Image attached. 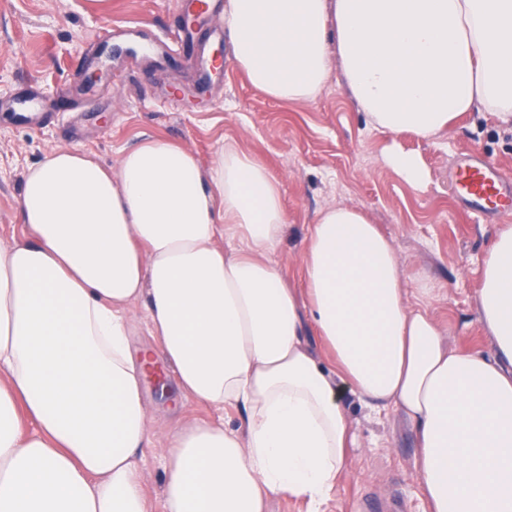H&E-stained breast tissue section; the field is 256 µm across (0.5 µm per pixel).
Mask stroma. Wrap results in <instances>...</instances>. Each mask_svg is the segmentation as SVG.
<instances>
[{"instance_id": "obj_1", "label": "stroma", "mask_w": 512, "mask_h": 512, "mask_svg": "<svg viewBox=\"0 0 512 512\" xmlns=\"http://www.w3.org/2000/svg\"><path fill=\"white\" fill-rule=\"evenodd\" d=\"M181 0H0V241L23 240L21 194L30 167L51 148L90 153L118 166L126 151L149 137L185 146L201 165L233 145L262 160L281 182L288 223L274 259L284 280L300 281V256L309 224L321 209L345 204L363 210L403 261L408 287H432L431 313L452 344L491 354L474 295L484 260L512 213L494 217L465 211L451 183L458 164L478 157L512 181V126L470 112L434 138L377 129L332 73L310 103L280 102L255 89L232 61L200 88L196 65L179 58L175 29ZM111 31L108 47L96 37ZM102 78L89 85L85 73ZM37 95L25 113L16 97ZM419 156L427 173L411 187L386 161L391 147ZM143 406L158 433L137 460L145 491L160 500L167 432L178 421L223 420L242 425L232 407L216 411L173 391L159 397L142 387ZM336 401L355 435L347 477L322 512H424L414 478L415 433L395 409L376 413L349 385Z\"/></svg>"}]
</instances>
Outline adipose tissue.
Listing matches in <instances>:
<instances>
[{
    "mask_svg": "<svg viewBox=\"0 0 512 512\" xmlns=\"http://www.w3.org/2000/svg\"><path fill=\"white\" fill-rule=\"evenodd\" d=\"M231 58L282 102L332 71L372 123L424 138L467 112L512 123V0H226ZM23 241L0 245V512H265L321 505L354 444L338 383L394 408L416 437L429 512H512V226L475 305L493 356L453 347L402 260L359 209L308 228L303 285L272 256L288 214L254 155L142 141L103 168L59 147L23 184ZM179 390L245 413L167 435L161 510L136 455L158 428L141 394L128 305ZM322 353H315L313 343Z\"/></svg>",
    "mask_w": 512,
    "mask_h": 512,
    "instance_id": "adipose-tissue-1",
    "label": "adipose tissue"
}]
</instances>
